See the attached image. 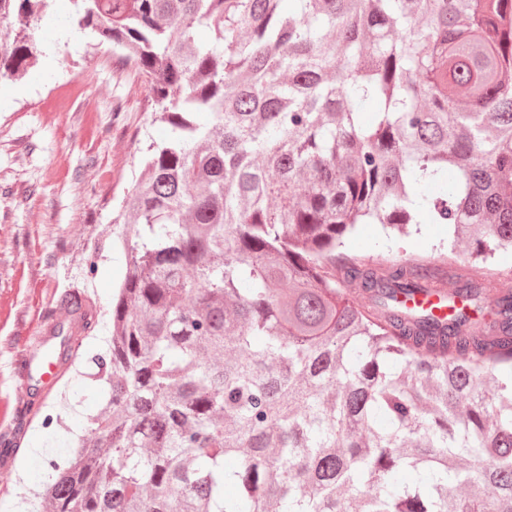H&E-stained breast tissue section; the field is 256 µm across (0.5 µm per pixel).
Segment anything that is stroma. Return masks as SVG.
Here are the masks:
<instances>
[{"label": "stroma", "mask_w": 512, "mask_h": 512, "mask_svg": "<svg viewBox=\"0 0 512 512\" xmlns=\"http://www.w3.org/2000/svg\"><path fill=\"white\" fill-rule=\"evenodd\" d=\"M58 67L36 66L29 76L0 82V408H16L14 357L34 345L59 294L78 286L92 296L101 324L85 341L96 353L108 334L112 296L126 271L113 246L112 219L140 170L147 139L163 140L149 125L145 87L111 44L81 34L62 49ZM363 256L432 253L448 246V227L422 225L404 240L380 225H359L348 241ZM100 392L73 369L47 394L30 423L14 469L45 479L49 462L75 447Z\"/></svg>", "instance_id": "1"}]
</instances>
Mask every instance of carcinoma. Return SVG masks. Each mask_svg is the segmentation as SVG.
I'll return each instance as SVG.
<instances>
[{"label": "carcinoma", "mask_w": 512, "mask_h": 512, "mask_svg": "<svg viewBox=\"0 0 512 512\" xmlns=\"http://www.w3.org/2000/svg\"><path fill=\"white\" fill-rule=\"evenodd\" d=\"M50 2L0 0V80ZM72 2L168 136L113 219L105 404L38 512H512V0ZM359 224L448 252L366 259ZM63 313L73 366L99 319Z\"/></svg>", "instance_id": "obj_1"}]
</instances>
